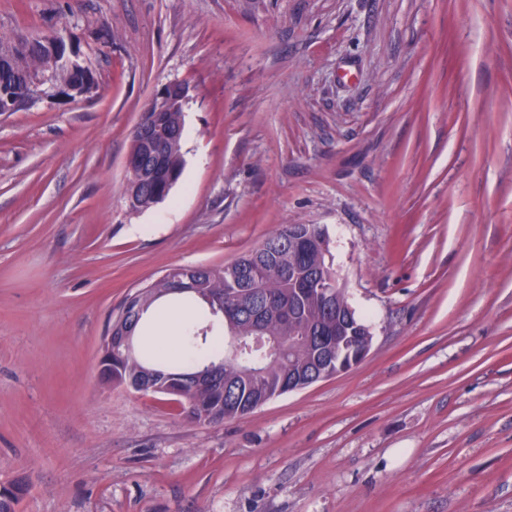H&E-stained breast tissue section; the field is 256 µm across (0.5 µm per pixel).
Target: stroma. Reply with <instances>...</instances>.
I'll return each instance as SVG.
<instances>
[{"mask_svg":"<svg viewBox=\"0 0 512 512\" xmlns=\"http://www.w3.org/2000/svg\"><path fill=\"white\" fill-rule=\"evenodd\" d=\"M81 96L0 112V484L17 512H512V0H0ZM183 175L129 212L143 106ZM318 224L373 336L351 370L199 425L103 384L131 290ZM188 89L179 81H171L164 85L152 98L154 115L145 120L139 117L133 128V137L140 150L129 151L126 160V170L138 171L139 178L126 185V204L131 211L142 212L156 207L170 193L180 179L184 169L183 154L175 158V163L181 167L180 172L165 166V157L170 148H179L182 144L184 123L174 122L187 98ZM162 112H169L168 122ZM131 134V147L135 142ZM142 183L155 185L153 190Z\"/></svg>","mask_w":512,"mask_h":512,"instance_id":"35a3bbf8","label":"stroma"}]
</instances>
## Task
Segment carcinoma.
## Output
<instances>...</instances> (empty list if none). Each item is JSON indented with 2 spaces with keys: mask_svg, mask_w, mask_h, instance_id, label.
I'll list each match as a JSON object with an SVG mask.
<instances>
[{
  "mask_svg": "<svg viewBox=\"0 0 512 512\" xmlns=\"http://www.w3.org/2000/svg\"><path fill=\"white\" fill-rule=\"evenodd\" d=\"M55 36L48 35L29 47V51L16 57L0 60V91H11L20 97L31 91L28 78L37 70ZM294 224H285L270 235L259 247L222 266H185L164 277L128 293L112 326L123 327L131 333V351L121 345L100 346V377L104 382L123 386L138 377L157 375L170 380L159 393L171 397L185 417L198 424H210L224 419L245 417L251 412L255 399L268 394L277 396V390L288 383V375L305 377L312 372L313 346L316 340L293 348L272 358L260 356L253 350L237 358H228L224 352L211 346L212 338L225 329H234L241 336L251 334L255 310H262L265 335L276 342L282 336H299L302 331L319 335L323 329L336 335V308L329 307L316 287L309 291L298 287L289 277V270L299 264L305 266L315 283L325 286L336 279V270L330 260V239L318 224L306 225L307 232L319 243L303 252L293 244ZM251 288L254 294L241 293L235 297L237 311L224 317L227 289ZM196 308L199 314L184 331V339L204 351V356L192 363L178 361L167 364L152 353L135 347L138 333L144 325L143 316L161 300ZM352 321L360 331L339 344V359L348 361L362 351L371 340L368 326L357 315ZM213 372L223 378L236 374L241 378L238 386L224 389V385L197 387L192 376L200 372ZM24 490L17 481L0 487V512H16Z\"/></svg>",
  "mask_w": 512,
  "mask_h": 512,
  "instance_id": "obj_1",
  "label": "carcinoma"
}]
</instances>
